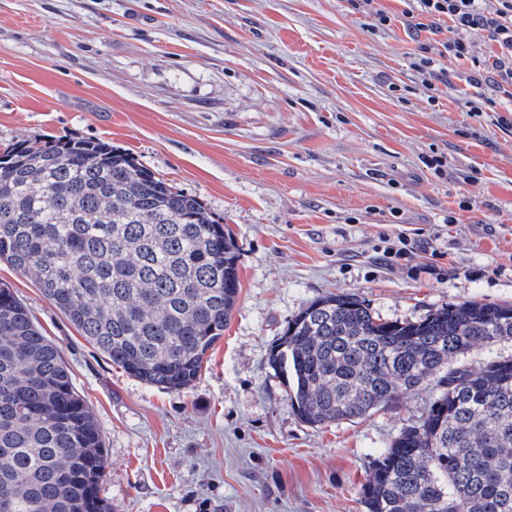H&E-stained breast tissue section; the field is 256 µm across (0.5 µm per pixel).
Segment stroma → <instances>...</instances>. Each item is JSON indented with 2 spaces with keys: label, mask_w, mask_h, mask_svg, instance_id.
<instances>
[{
  "label": "stroma",
  "mask_w": 512,
  "mask_h": 512,
  "mask_svg": "<svg viewBox=\"0 0 512 512\" xmlns=\"http://www.w3.org/2000/svg\"><path fill=\"white\" fill-rule=\"evenodd\" d=\"M379 3L373 32L349 0H0V145L106 141L238 247L237 306L181 391L126 375L0 261L99 422L114 512H365L371 459L435 390L306 424L268 363L289 320L339 292L385 320L512 303V100L470 111L490 90L445 58L428 103L402 0ZM400 234L415 247L386 263Z\"/></svg>",
  "instance_id": "stroma-1"
}]
</instances>
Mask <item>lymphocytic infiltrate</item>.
Wrapping results in <instances>:
<instances>
[{
  "mask_svg": "<svg viewBox=\"0 0 512 512\" xmlns=\"http://www.w3.org/2000/svg\"><path fill=\"white\" fill-rule=\"evenodd\" d=\"M407 26L420 33L412 65L422 77L425 91H432L439 77L437 64L448 57L471 61L478 76L489 84L493 94L485 105H493L494 95L512 99V0H404ZM448 19L454 30L446 41L428 40L441 19ZM484 33L495 47L488 57L473 55L471 32Z\"/></svg>",
  "mask_w": 512,
  "mask_h": 512,
  "instance_id": "1",
  "label": "lymphocytic infiltrate"
}]
</instances>
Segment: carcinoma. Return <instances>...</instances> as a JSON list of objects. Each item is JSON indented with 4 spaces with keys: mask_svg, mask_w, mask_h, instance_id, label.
<instances>
[{
    "mask_svg": "<svg viewBox=\"0 0 512 512\" xmlns=\"http://www.w3.org/2000/svg\"><path fill=\"white\" fill-rule=\"evenodd\" d=\"M0 260L129 376L199 378L240 296L238 249L194 196L102 140L18 141L0 154ZM512 304L465 300L384 320L340 292L288 322L269 364L293 412L353 422L434 383V400L371 461L366 512H512ZM103 439L56 346L0 287V498L11 512H112Z\"/></svg>",
    "mask_w": 512,
    "mask_h": 512,
    "instance_id": "carcinoma-1",
    "label": "carcinoma"
}]
</instances>
